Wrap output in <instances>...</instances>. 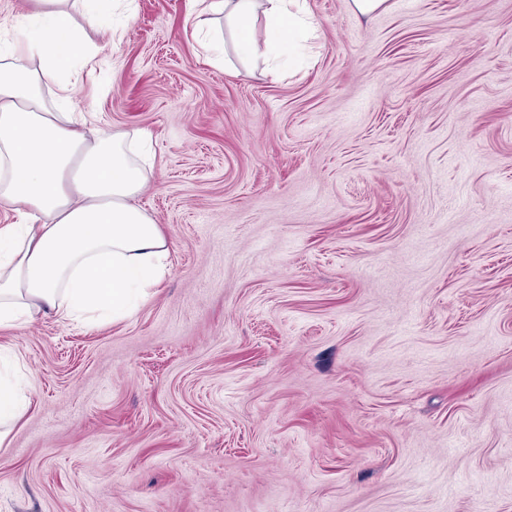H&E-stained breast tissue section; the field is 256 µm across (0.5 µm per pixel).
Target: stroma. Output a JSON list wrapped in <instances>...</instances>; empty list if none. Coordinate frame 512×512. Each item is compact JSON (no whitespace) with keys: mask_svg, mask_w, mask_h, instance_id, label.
<instances>
[{"mask_svg":"<svg viewBox=\"0 0 512 512\" xmlns=\"http://www.w3.org/2000/svg\"><path fill=\"white\" fill-rule=\"evenodd\" d=\"M311 65H212L133 0L76 110L153 134L172 268L0 330V512H512V0H310ZM23 383L0 378V446L10 433L13 424L20 421L29 402L23 393Z\"/></svg>","mask_w":512,"mask_h":512,"instance_id":"stroma-1","label":"stroma"}]
</instances>
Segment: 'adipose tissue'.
<instances>
[{
  "mask_svg": "<svg viewBox=\"0 0 512 512\" xmlns=\"http://www.w3.org/2000/svg\"><path fill=\"white\" fill-rule=\"evenodd\" d=\"M63 2L28 0L25 38L0 46V202L14 214L0 226L1 329L45 314L65 326L128 317L171 270L172 240L133 203L155 172L150 134L97 128L90 113L55 112L39 96L49 87L70 106L80 93L66 74L71 60L104 58L105 43H81ZM191 3L211 62L259 63L271 77L319 26L309 0ZM28 406L22 383L0 378V442Z\"/></svg>",
  "mask_w": 512,
  "mask_h": 512,
  "instance_id": "adipose-tissue-1",
  "label": "adipose tissue"
}]
</instances>
